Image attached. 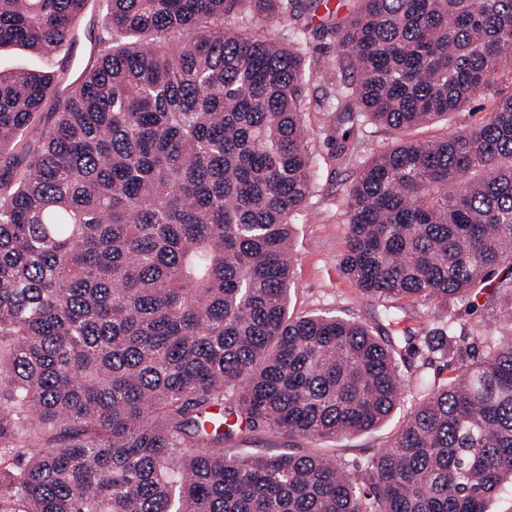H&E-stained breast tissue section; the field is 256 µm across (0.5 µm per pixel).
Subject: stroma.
Listing matches in <instances>:
<instances>
[{
	"label": "stroma",
	"mask_w": 512,
	"mask_h": 512,
	"mask_svg": "<svg viewBox=\"0 0 512 512\" xmlns=\"http://www.w3.org/2000/svg\"><path fill=\"white\" fill-rule=\"evenodd\" d=\"M100 22L99 10H92L81 21L79 37L66 55L41 58L22 48H2L0 72L47 66L55 70L66 69L69 78H77L94 46L92 38L97 35ZM510 93L512 75H498L468 107L453 113L448 120L409 131L407 136L412 139H437L473 126L488 117L495 101ZM329 120V114L323 112H311L305 116L312 133V175L316 193L296 219V262L291 308L298 315L339 311L373 326L381 316V306L363 297L339 269L348 240L344 199L346 189L360 166L374 153L396 144L402 136L375 124H364L358 132V145L353 156L346 164L340 165L333 157ZM485 303V297L479 296L452 302L445 307L429 303L411 305L406 309L405 325L417 331L425 326H439L451 317L468 335L490 336L501 343L512 341V323L492 314ZM406 412V407H399L383 425L374 430L320 442L316 448L339 463L363 461L378 449L386 447L401 426Z\"/></svg>",
	"instance_id": "1"
}]
</instances>
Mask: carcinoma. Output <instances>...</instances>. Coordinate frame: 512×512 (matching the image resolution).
Listing matches in <instances>:
<instances>
[{
	"instance_id": "obj_1",
	"label": "carcinoma",
	"mask_w": 512,
	"mask_h": 512,
	"mask_svg": "<svg viewBox=\"0 0 512 512\" xmlns=\"http://www.w3.org/2000/svg\"><path fill=\"white\" fill-rule=\"evenodd\" d=\"M319 4L106 0L66 92L55 70L0 73V512H487L512 485V343L451 315L402 337L397 313L492 278L512 322V94L350 183L340 269L384 326L290 311L305 114L334 113L338 164L357 120L448 119L512 70V0H361L313 28ZM88 7L0 0V48L68 50ZM317 35L334 65L307 62ZM464 342L481 356L422 384L366 462L299 450L374 429L403 402L399 363ZM230 416L288 447L225 453Z\"/></svg>"
}]
</instances>
